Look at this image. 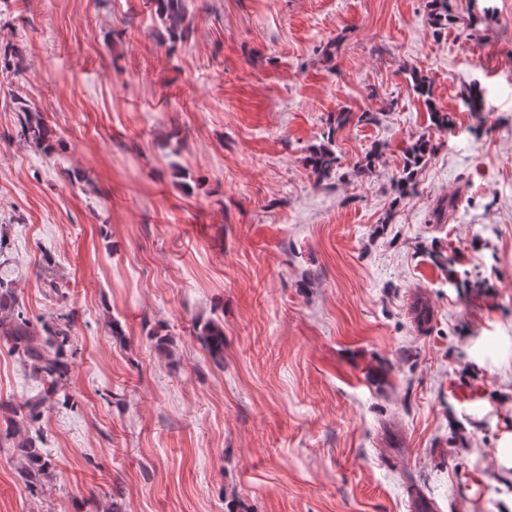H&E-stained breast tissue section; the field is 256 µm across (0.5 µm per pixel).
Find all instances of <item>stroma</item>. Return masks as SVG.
<instances>
[{"instance_id": "stroma-1", "label": "stroma", "mask_w": 512, "mask_h": 512, "mask_svg": "<svg viewBox=\"0 0 512 512\" xmlns=\"http://www.w3.org/2000/svg\"><path fill=\"white\" fill-rule=\"evenodd\" d=\"M451 4L439 31L427 0H188L173 43L146 0H0L25 54L0 71V276L30 319L74 317L34 422L0 338V512H512V0ZM343 109L374 119L337 130L323 188L304 157ZM15 422L43 438L39 482ZM410 78L412 81L413 91L421 98L428 106L429 119L432 124L439 128L448 129V115L445 112L434 109L429 102L430 95V81L424 76L420 75L416 70L410 71ZM13 102L18 108V112H21V131L25 141L43 151L51 152L55 137L53 128L46 122L42 114L33 109L26 100L17 97ZM436 145L432 140L419 137L411 142L405 150L406 162L401 176L396 182V191L405 194L414 187L415 169L431 152L435 151ZM196 333L211 357L220 362L224 359V325L216 319L199 322Z\"/></svg>"}]
</instances>
